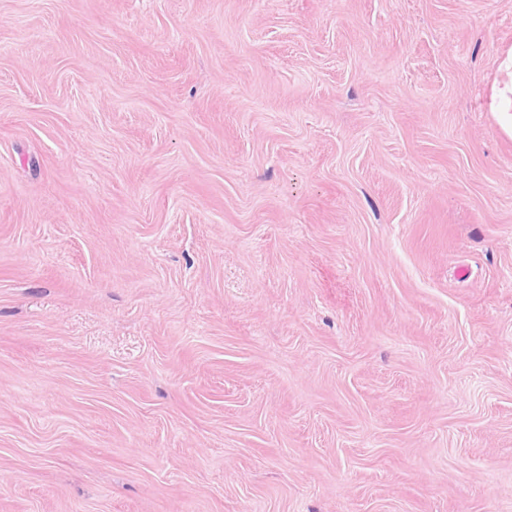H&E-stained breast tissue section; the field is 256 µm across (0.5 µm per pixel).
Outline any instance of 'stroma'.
I'll return each mask as SVG.
<instances>
[{
  "label": "stroma",
  "mask_w": 512,
  "mask_h": 512,
  "mask_svg": "<svg viewBox=\"0 0 512 512\" xmlns=\"http://www.w3.org/2000/svg\"><path fill=\"white\" fill-rule=\"evenodd\" d=\"M512 0H0V512H512Z\"/></svg>",
  "instance_id": "1"
}]
</instances>
